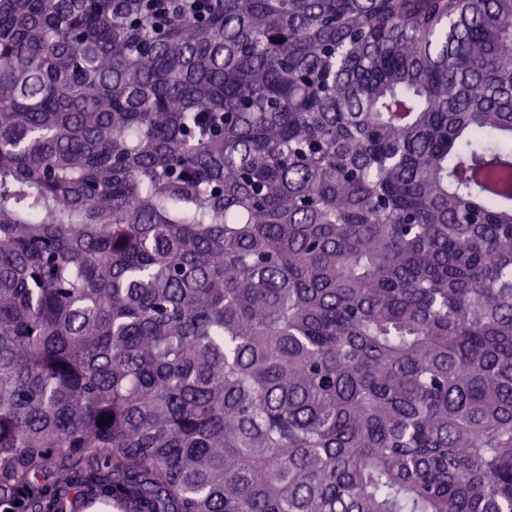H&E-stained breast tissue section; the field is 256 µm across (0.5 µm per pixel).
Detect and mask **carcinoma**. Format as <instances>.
I'll list each match as a JSON object with an SVG mask.
<instances>
[{"instance_id":"obj_1","label":"carcinoma","mask_w":512,"mask_h":512,"mask_svg":"<svg viewBox=\"0 0 512 512\" xmlns=\"http://www.w3.org/2000/svg\"><path fill=\"white\" fill-rule=\"evenodd\" d=\"M512 0H0V506L512 512Z\"/></svg>"}]
</instances>
